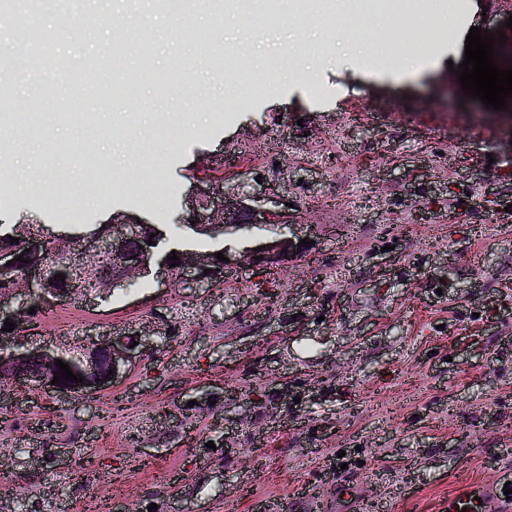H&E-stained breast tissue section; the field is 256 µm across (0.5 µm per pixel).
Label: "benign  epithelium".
Wrapping results in <instances>:
<instances>
[{
  "mask_svg": "<svg viewBox=\"0 0 512 512\" xmlns=\"http://www.w3.org/2000/svg\"><path fill=\"white\" fill-rule=\"evenodd\" d=\"M288 211H269L260 205H252L243 200L234 203L226 201L225 196H212L203 193L198 196V204L193 206L192 214L184 227L190 230L203 229L214 237L225 234L228 229L252 228L264 229L269 224L276 225L275 231L265 234L260 244L261 250H249L245 253L248 263L254 265H274L287 261L299 253L300 237L290 230L285 232L282 227L289 225ZM148 223L137 222V219L119 212L112 216V221L91 233L87 237V245L80 248L81 266L93 271L105 262L115 266L122 278L114 279L103 276L96 282L94 294L99 295L106 289L131 282L136 278L145 277L157 268L187 282L199 286H209L213 282L204 271L211 270L212 257L208 251H187L174 249L164 245L166 232L158 224L151 225L156 232L154 237L144 232ZM9 236L19 239V248L0 247V275L10 274L5 286L0 288V314L12 317L16 303L37 301L42 308H53L57 304L83 296V293L70 289L67 294L57 290L56 274L70 278V269L60 265H50L46 261L49 246L54 245L67 252L71 246L66 236L52 235L43 224H16ZM153 244H148V241ZM26 252L31 258L23 272L13 276L19 261L15 256ZM179 257L178 266H171L168 256ZM12 265H7V262ZM135 342L131 337L112 339H90L86 348L79 353L62 350L45 342L31 344L13 336L0 340V355L9 357L18 363L20 369L34 368L38 370L36 379L40 381L39 389L58 395L82 393L89 395L107 389L113 385L121 370L132 358L130 345ZM60 359L69 364L72 372L84 377L83 382L69 381L67 384H51L49 369L55 367V360Z\"/></svg>",
  "mask_w": 512,
  "mask_h": 512,
  "instance_id": "benign-epithelium-1",
  "label": "benign epithelium"
}]
</instances>
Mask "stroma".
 Returning <instances> with one entry per match:
<instances>
[{
	"instance_id": "obj_1",
	"label": "stroma",
	"mask_w": 512,
	"mask_h": 512,
	"mask_svg": "<svg viewBox=\"0 0 512 512\" xmlns=\"http://www.w3.org/2000/svg\"><path fill=\"white\" fill-rule=\"evenodd\" d=\"M150 43L151 72L197 60L201 95H224L219 41L259 61L312 50V81L279 73L228 117L172 85L167 112L142 80L112 109L84 96L71 122L65 72L112 43L109 29L34 46L53 83L14 76L0 121V225L46 224L88 237L114 213L178 225L195 193L278 197L305 255L228 269L209 289L150 274L101 299L62 303L28 341L67 347L87 334L146 331L112 388L65 400L0 389V496L15 512H355L339 481L384 512H441L465 479L512 483V126L465 96L470 28L504 33L512 10L457 0L456 36L403 72L380 42L313 26L209 15L181 24L113 0ZM135 185L107 200L61 185L94 164ZM153 194L144 202L141 191ZM79 219H69V212Z\"/></svg>"
}]
</instances>
